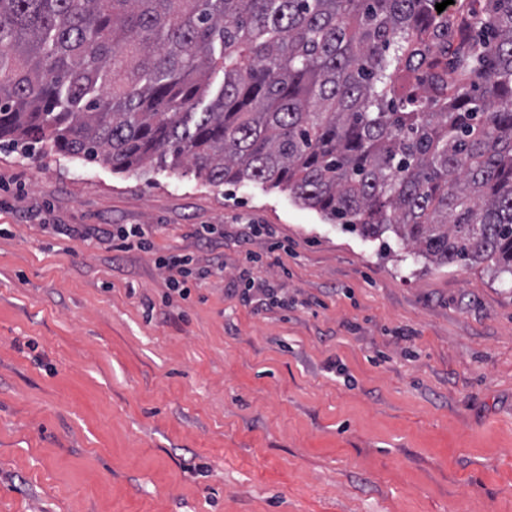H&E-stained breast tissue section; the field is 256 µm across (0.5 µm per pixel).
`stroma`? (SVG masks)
<instances>
[{"mask_svg":"<svg viewBox=\"0 0 512 512\" xmlns=\"http://www.w3.org/2000/svg\"><path fill=\"white\" fill-rule=\"evenodd\" d=\"M169 253L219 270L181 300ZM0 512H512V285L258 182L1 143ZM112 242L120 241L121 245L143 247L146 244L145 229L141 224H121L118 227L112 225V233H108Z\"/></svg>","mask_w":512,"mask_h":512,"instance_id":"obj_1","label":"stroma"}]
</instances>
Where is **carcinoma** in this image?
Segmentation results:
<instances>
[{
  "label": "carcinoma",
  "instance_id": "1",
  "mask_svg": "<svg viewBox=\"0 0 512 512\" xmlns=\"http://www.w3.org/2000/svg\"><path fill=\"white\" fill-rule=\"evenodd\" d=\"M440 2L0 0V140L512 275V0Z\"/></svg>",
  "mask_w": 512,
  "mask_h": 512
}]
</instances>
